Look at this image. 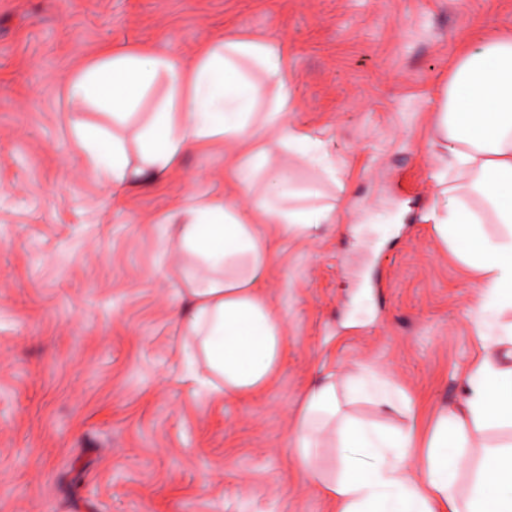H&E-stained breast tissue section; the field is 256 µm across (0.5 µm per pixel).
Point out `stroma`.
<instances>
[{
	"instance_id": "stroma-1",
	"label": "stroma",
	"mask_w": 512,
	"mask_h": 512,
	"mask_svg": "<svg viewBox=\"0 0 512 512\" xmlns=\"http://www.w3.org/2000/svg\"><path fill=\"white\" fill-rule=\"evenodd\" d=\"M512 31V0H0V512H332L290 440L317 368H367L427 432L483 354L479 274L420 217L448 158L433 100L458 56ZM227 33L288 48L289 124L336 164L337 225L276 239L262 290L286 320L278 376L226 400L186 377L192 258L168 214L207 191L252 203L236 147L188 151L120 186L70 152L76 125L128 151L163 93L121 127L67 95L103 47L192 62Z\"/></svg>"
}]
</instances>
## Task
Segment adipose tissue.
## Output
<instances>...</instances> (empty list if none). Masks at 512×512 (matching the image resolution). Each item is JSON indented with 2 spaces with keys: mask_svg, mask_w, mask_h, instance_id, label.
<instances>
[{
  "mask_svg": "<svg viewBox=\"0 0 512 512\" xmlns=\"http://www.w3.org/2000/svg\"><path fill=\"white\" fill-rule=\"evenodd\" d=\"M158 81L166 93L137 136V166L122 137L98 127H77L71 152L118 184L163 177L186 151L218 139L242 146L233 179L247 193L263 188L251 213L211 195L190 196L178 210V240L203 269L187 274L191 305L175 318L214 390L227 398L255 394L279 373L285 341V318L261 292L275 259L265 228L306 236L336 221V206L318 185L297 188L269 167L263 136L274 132L280 149L327 180H335L336 168L320 138L286 121L285 50L269 40H212L190 65L157 52H112L77 75L68 96L96 99L122 124ZM261 81L276 88L264 102ZM434 112V144L460 177L436 175L443 203L426 218L444 239L459 242L464 262L480 273L476 318L494 335L458 402L439 413L422 442L414 424L391 428L350 413L359 401L397 411V395L374 374L340 385L335 373L323 372L308 385L291 439L294 460L335 512H512V442L481 445L468 490L457 485L471 436L512 428V322L500 319L512 311V34L460 55ZM489 224L495 234L486 232Z\"/></svg>",
  "mask_w": 512,
  "mask_h": 512,
  "instance_id": "obj_1",
  "label": "adipose tissue"
}]
</instances>
